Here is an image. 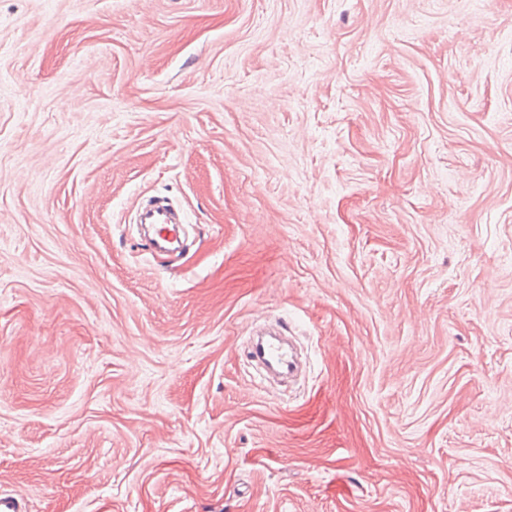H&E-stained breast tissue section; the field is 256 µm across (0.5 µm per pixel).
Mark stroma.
Returning a JSON list of instances; mask_svg holds the SVG:
<instances>
[{"mask_svg":"<svg viewBox=\"0 0 512 512\" xmlns=\"http://www.w3.org/2000/svg\"><path fill=\"white\" fill-rule=\"evenodd\" d=\"M0 491L512 512V0H0ZM257 355L267 363L275 366L281 373L285 374V379L292 371V355L288 346L279 336H270L264 343L261 351Z\"/></svg>","mask_w":512,"mask_h":512,"instance_id":"obj_1","label":"stroma"}]
</instances>
